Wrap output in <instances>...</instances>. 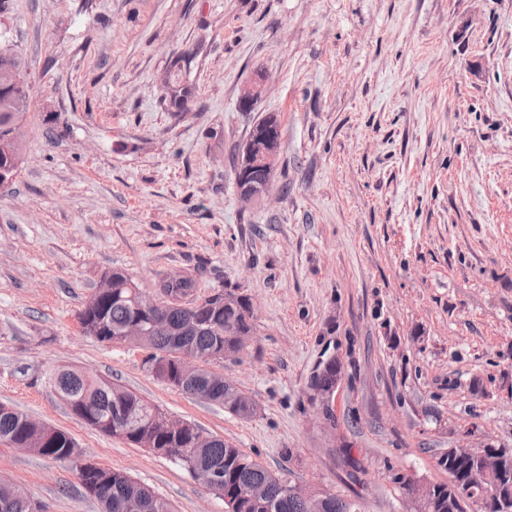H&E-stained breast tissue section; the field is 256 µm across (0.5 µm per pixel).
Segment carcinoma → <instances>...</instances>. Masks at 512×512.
Segmentation results:
<instances>
[{
  "label": "carcinoma",
  "instance_id": "obj_1",
  "mask_svg": "<svg viewBox=\"0 0 512 512\" xmlns=\"http://www.w3.org/2000/svg\"><path fill=\"white\" fill-rule=\"evenodd\" d=\"M10 54V62L19 77L18 87L10 92L0 90V137L7 127L26 114L29 107L30 86L23 58L10 48L0 47V54ZM193 54L179 55L171 63L163 78L162 100L173 112H189L196 99L197 88L183 80L180 73L184 65L190 64ZM254 153H280V120L274 113L261 118L249 136ZM253 183L267 185V176L262 167H251L243 163L235 168V184ZM160 288L169 296L164 310L166 323L176 327L183 320L193 318L199 325L195 336H175L164 330L150 336H141L139 341L148 352L147 360L157 364L153 376L180 392L202 400H209L224 407L225 411L240 418H248L253 411L242 396L229 398L224 387L213 382L209 370H201L190 379L182 380L176 371L177 354L187 353L205 362L215 361L224 353H238L242 349V337L253 332L252 313L246 303L237 309H226L202 305L191 311L183 299L197 296L196 280L182 273L171 274L162 281ZM144 292L133 278L123 270L112 271V294L100 297L89 307L79 312L84 324L100 327L96 340L106 345L130 341L121 335L123 326L134 316V303ZM50 384L63 399L71 413L78 415L94 430L107 436L139 443L148 436L155 442L152 452L166 456L168 449L177 446L185 453L181 461L189 472L222 471L224 479V505L232 506V512H308V504L286 493L287 478L261 466L249 455L230 442L214 437L204 444L195 442L196 425L185 429L177 439L172 438L157 422L160 409L133 391L119 388L112 382L89 377L84 372L62 368L53 372ZM42 436L31 419L21 413H0V441H7L22 448L31 440ZM40 455L72 465L78 480L86 492L100 506V512H173L171 505L149 488L137 482L128 473L111 468L83 471L76 460L82 456L75 439L66 431L54 428L52 436L41 449ZM438 465L448 472V482L436 483L435 498L420 504L414 512H467L466 501L448 494L456 484L479 492L483 487L498 483L503 491L512 495V457L506 460L507 478L487 476L472 462L457 461L447 454L439 457ZM260 484L266 487L267 496L254 502L243 496L246 488ZM353 499L327 493L323 512H357ZM0 512H35L34 501L28 492L14 483L0 478Z\"/></svg>",
  "mask_w": 512,
  "mask_h": 512
}]
</instances>
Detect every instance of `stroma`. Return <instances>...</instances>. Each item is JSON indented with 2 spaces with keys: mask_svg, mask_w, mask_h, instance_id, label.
Returning a JSON list of instances; mask_svg holds the SVG:
<instances>
[{
  "mask_svg": "<svg viewBox=\"0 0 512 512\" xmlns=\"http://www.w3.org/2000/svg\"><path fill=\"white\" fill-rule=\"evenodd\" d=\"M0 34L33 86L23 162L0 185V403L175 512L225 506L71 414L53 370L122 385L361 512H409L398 476L447 481L456 432L512 448V0H0ZM191 49L198 97L178 115L161 79ZM271 112L280 161L246 206L234 165ZM115 268L150 294L184 271L199 295L250 296L251 343L212 369L251 418L82 333ZM333 355L330 422L309 383ZM0 476L42 512H98L68 463L0 442Z\"/></svg>",
  "mask_w": 512,
  "mask_h": 512,
  "instance_id": "obj_1",
  "label": "stroma"
}]
</instances>
